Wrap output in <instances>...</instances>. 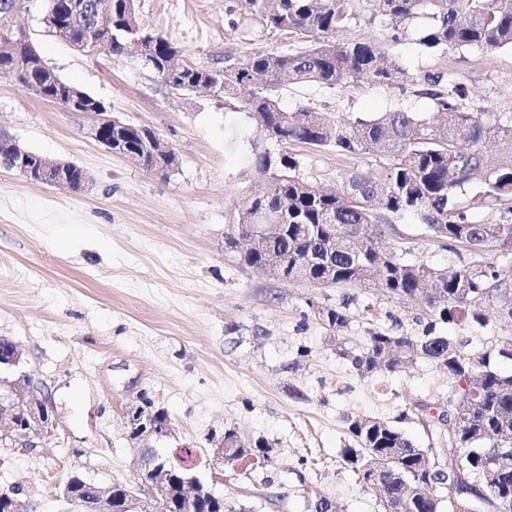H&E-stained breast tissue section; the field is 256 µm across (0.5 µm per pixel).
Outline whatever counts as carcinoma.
Wrapping results in <instances>:
<instances>
[{"mask_svg":"<svg viewBox=\"0 0 512 512\" xmlns=\"http://www.w3.org/2000/svg\"><path fill=\"white\" fill-rule=\"evenodd\" d=\"M0 0V80L17 82L37 96L67 106L64 80L17 35ZM97 0H42L40 11H53L60 23L57 38L74 47L85 40ZM244 19L258 17L269 29L286 36L281 51H254L242 60L226 58L206 67L189 61L175 67L183 50L142 21L136 0H112V28L104 32L112 56L143 64L174 93L195 92L202 85L216 96L237 100L253 119L259 137L282 144H304L338 155H373L385 151L386 161L368 164L351 173L333 190L299 174L291 155L275 158L255 149L253 166L264 182L237 211V235L261 234L265 246L246 251L228 233L227 248L255 269L273 257L284 276L305 270V285L327 282L344 290L338 305H319L318 318L332 328L346 324L351 299L347 288L383 289L414 310L408 329L400 320L369 332L366 344L344 355L361 377L377 372L398 373L425 359L448 372L446 409L432 416L431 406L410 402L393 419H347L354 445L342 450L343 461L359 482L369 484V463L381 458L383 498L401 504L402 512H442L445 500L437 495L415 498L411 487H442L451 479L448 458L433 445L423 448L400 427L409 415L419 418L430 441L458 449L464 477L484 489L476 512H507L512 501V372L497 367L512 360V286L503 287L499 259L512 255V112H485L457 85H444V74L427 73L422 94L433 100L434 111L397 108L379 115L327 112L311 103L295 110L279 105L285 82L312 83L335 89L365 78L373 85L404 89L415 81L401 65L385 61L370 37L340 40L336 35L362 19L367 24L388 22L394 42L413 25L416 44L428 55L463 48L493 53L512 49V0H235L229 9ZM495 143L499 157L488 162L485 146ZM168 159L149 155L142 167L168 177ZM86 172L70 164L69 188L83 189ZM496 207L502 217L478 221L476 210ZM263 212L279 216L276 224L259 219ZM414 214L425 231L455 251L468 248L467 257L445 268L410 259L406 250H384L380 240L392 218ZM500 304L501 334L472 345L468 336L452 340L437 325L468 317L487 326L484 308ZM226 460L232 465L249 457L271 461L263 440L246 442ZM186 456H165L168 501L173 512H185L183 479ZM198 512H236L211 484L199 485ZM22 490H0V512H27Z\"/></svg>","mask_w":512,"mask_h":512,"instance_id":"carcinoma-1","label":"carcinoma"}]
</instances>
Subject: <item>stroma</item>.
<instances>
[{
  "label": "stroma",
  "instance_id": "stroma-1",
  "mask_svg": "<svg viewBox=\"0 0 512 512\" xmlns=\"http://www.w3.org/2000/svg\"><path fill=\"white\" fill-rule=\"evenodd\" d=\"M232 3L137 0L144 21L203 67L285 47L259 21L230 27ZM17 24L63 79L112 115L157 131L180 166L167 179L135 166L88 137L81 113L0 81V128L91 177L86 190L72 192L0 168V336L23 357L5 375L46 382L57 416L55 436L0 450V489L21 487L33 512H70L60 492L72 472L103 486L133 483L137 451L124 412L144 391L172 421V435L157 447L194 450L201 479L210 477V432L231 427L271 445V464L225 467L216 485L240 512H309L319 495L340 512H382L377 490L342 463L352 442L346 420L394 417L408 399L445 401L448 377L421 359L401 373L363 378L343 352L364 346L371 329L409 320L406 307L380 289H358L346 326L331 328L311 305L337 304L339 289L281 281L225 250L239 206L259 186L251 167L258 133L238 101L171 94L147 70L104 50L84 54L45 32L37 9ZM353 32L381 42L413 76L447 73L485 111H512V49L425 55L414 37L390 41L380 21ZM280 103L369 115L433 109L414 90L368 83L335 90L296 84ZM265 147L296 155L305 178L328 186L366 165L362 156L302 144ZM393 225L384 246L405 247L435 267L458 262L416 218Z\"/></svg>",
  "mask_w": 512,
  "mask_h": 512
}]
</instances>
